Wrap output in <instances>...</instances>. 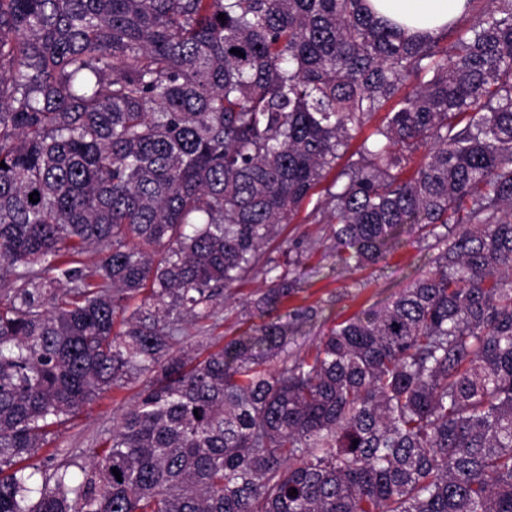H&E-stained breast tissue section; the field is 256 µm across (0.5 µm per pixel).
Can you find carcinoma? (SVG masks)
<instances>
[{
  "label": "carcinoma",
  "instance_id": "carcinoma-1",
  "mask_svg": "<svg viewBox=\"0 0 512 512\" xmlns=\"http://www.w3.org/2000/svg\"><path fill=\"white\" fill-rule=\"evenodd\" d=\"M467 2L408 35L367 0H0V512H512V0ZM311 202L338 260L405 232L432 266L308 356L274 320L172 351L251 274L254 315L295 292L266 245ZM142 376L80 480L39 455Z\"/></svg>",
  "mask_w": 512,
  "mask_h": 512
}]
</instances>
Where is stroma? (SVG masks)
Instances as JSON below:
<instances>
[{"label": "stroma", "mask_w": 512, "mask_h": 512, "mask_svg": "<svg viewBox=\"0 0 512 512\" xmlns=\"http://www.w3.org/2000/svg\"><path fill=\"white\" fill-rule=\"evenodd\" d=\"M279 239L301 240L307 247L300 263L290 269L297 290L276 311L282 321L295 326L287 347L292 356L314 349L320 337L337 324L362 311L384 306L400 288L427 271L435 257L426 244L404 233L377 263L345 265L337 261L330 248L328 225L305 223L300 215L284 225ZM268 286V279L260 273L236 284L230 299L215 307L217 323L193 320L181 324V346L204 355L259 324V317L246 316L243 308ZM142 388V382L137 381L102 394L59 427L55 448L75 454L77 464L87 463L92 448L111 432L116 417L138 400Z\"/></svg>", "instance_id": "35a3bbf8"}]
</instances>
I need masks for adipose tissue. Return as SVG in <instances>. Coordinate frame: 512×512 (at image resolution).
Here are the masks:
<instances>
[{
  "mask_svg": "<svg viewBox=\"0 0 512 512\" xmlns=\"http://www.w3.org/2000/svg\"><path fill=\"white\" fill-rule=\"evenodd\" d=\"M377 16L424 32L437 33L460 17L466 0H370Z\"/></svg>",
  "mask_w": 512,
  "mask_h": 512,
  "instance_id": "1",
  "label": "adipose tissue"
}]
</instances>
